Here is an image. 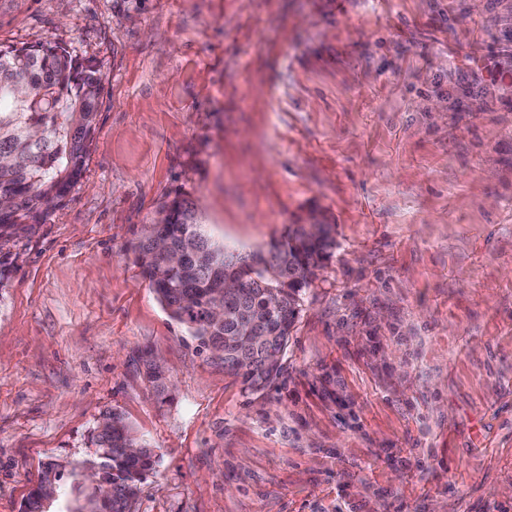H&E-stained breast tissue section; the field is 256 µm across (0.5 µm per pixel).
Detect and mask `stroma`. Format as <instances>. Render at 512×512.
Returning <instances> with one entry per match:
<instances>
[{
    "label": "stroma",
    "instance_id": "1",
    "mask_svg": "<svg viewBox=\"0 0 512 512\" xmlns=\"http://www.w3.org/2000/svg\"><path fill=\"white\" fill-rule=\"evenodd\" d=\"M46 42L102 90L0 278V512L112 410L160 453L132 512H512V0H0ZM177 198L228 251L331 227L264 391L142 274ZM138 359L145 367L146 378L150 383L155 396L157 399L161 400V402H165L169 397V386L167 384V377L164 369L148 352L142 353L138 356Z\"/></svg>",
    "mask_w": 512,
    "mask_h": 512
}]
</instances>
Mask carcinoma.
Returning a JSON list of instances; mask_svg holds the SVG:
<instances>
[{"mask_svg":"<svg viewBox=\"0 0 512 512\" xmlns=\"http://www.w3.org/2000/svg\"><path fill=\"white\" fill-rule=\"evenodd\" d=\"M101 77L82 67L64 47L40 44L0 48V263L4 251L38 218L36 201L60 203L78 183L95 131ZM162 243L164 252L156 251ZM330 231L305 234L302 227L263 252H228L205 237L183 200H173L164 217L147 225L137 246L142 273L163 307L186 325L198 350L218 345L224 370L245 389L259 392L279 371L299 312L304 288L331 256ZM244 284L224 289V279ZM263 338L258 347L246 334ZM157 399L166 401L165 371L149 353L138 356ZM95 456L50 461L22 512H131L139 484L157 453L134 435L121 414L102 415ZM108 487L110 494L101 495Z\"/></svg>","mask_w":512,"mask_h":512,"instance_id":"obj_1","label":"carcinoma"}]
</instances>
